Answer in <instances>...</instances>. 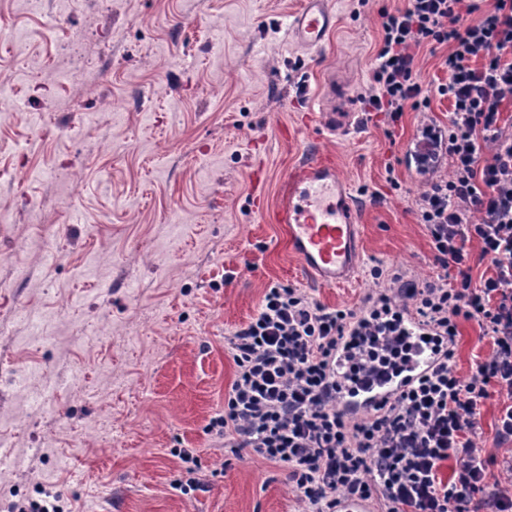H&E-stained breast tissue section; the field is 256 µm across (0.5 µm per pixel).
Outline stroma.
Wrapping results in <instances>:
<instances>
[{"instance_id":"35a3bbf8","label":"stroma","mask_w":512,"mask_h":512,"mask_svg":"<svg viewBox=\"0 0 512 512\" xmlns=\"http://www.w3.org/2000/svg\"><path fill=\"white\" fill-rule=\"evenodd\" d=\"M405 3L334 0L308 51L288 27L302 0H0V512L49 495L60 512H301L284 468L205 427L269 285L355 309L385 285L372 268L441 273L405 152L421 113L336 137L305 121L328 95L353 103L381 12ZM316 148L361 206L362 261L335 287L264 216ZM490 350L461 323L457 372ZM176 448L198 458L195 496Z\"/></svg>"}]
</instances>
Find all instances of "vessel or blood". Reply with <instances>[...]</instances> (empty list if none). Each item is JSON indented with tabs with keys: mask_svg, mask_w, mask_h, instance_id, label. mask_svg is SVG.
<instances>
[{
	"mask_svg": "<svg viewBox=\"0 0 512 512\" xmlns=\"http://www.w3.org/2000/svg\"><path fill=\"white\" fill-rule=\"evenodd\" d=\"M335 23L330 0H304L290 31L301 47L317 51L325 46ZM321 122L327 133L336 134L350 130L355 115L330 111ZM267 218L286 226L290 251L317 283L340 286L353 279L361 258V224L358 207L334 155L316 151L293 165ZM438 357V352L425 348L399 375H376L356 384L343 382L339 393L342 408L356 414L382 405Z\"/></svg>",
	"mask_w": 512,
	"mask_h": 512,
	"instance_id": "1",
	"label": "vessel or blood"
}]
</instances>
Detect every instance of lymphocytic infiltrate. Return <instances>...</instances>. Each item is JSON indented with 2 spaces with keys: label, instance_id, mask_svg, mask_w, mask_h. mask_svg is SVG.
<instances>
[{
  "label": "lymphocytic infiltrate",
  "instance_id": "f902f5d3",
  "mask_svg": "<svg viewBox=\"0 0 512 512\" xmlns=\"http://www.w3.org/2000/svg\"><path fill=\"white\" fill-rule=\"evenodd\" d=\"M447 46L446 81L424 86L421 49ZM448 102L450 170L415 201L442 273L420 281L393 271L358 309H330L305 291L269 286L255 316L228 339L236 365L224 410L207 430L232 452L284 467L303 512H336L340 498L378 502L382 512H512L506 481L490 482L493 457L477 444L480 408L503 400L496 439L512 444V0H407L380 15V43L357 99L398 122L406 111ZM478 242L479 255L468 245ZM489 271L473 277V258ZM416 317L428 335L403 326ZM476 321L492 341L470 377L454 349L360 420L341 408L337 366L350 382L400 371L419 346L456 340ZM450 477H443L445 462Z\"/></svg>",
  "mask_w": 512,
  "mask_h": 512
}]
</instances>
